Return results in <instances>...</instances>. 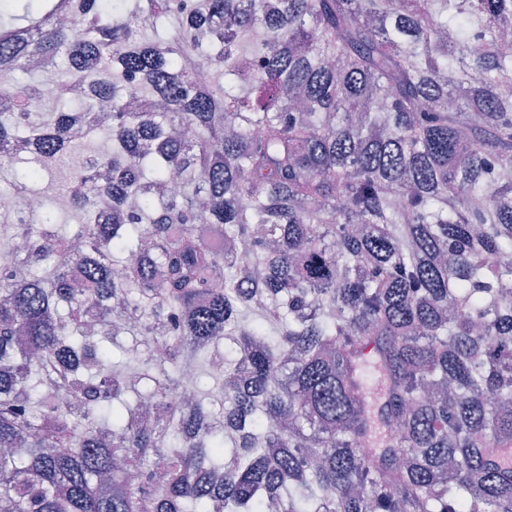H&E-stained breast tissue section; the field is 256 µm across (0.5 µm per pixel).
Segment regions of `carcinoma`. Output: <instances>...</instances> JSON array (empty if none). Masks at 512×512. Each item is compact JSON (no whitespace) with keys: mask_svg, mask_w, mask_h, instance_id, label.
I'll list each match as a JSON object with an SVG mask.
<instances>
[{"mask_svg":"<svg viewBox=\"0 0 512 512\" xmlns=\"http://www.w3.org/2000/svg\"><path fill=\"white\" fill-rule=\"evenodd\" d=\"M69 7L0 27L77 220L0 219V512H512V0Z\"/></svg>","mask_w":512,"mask_h":512,"instance_id":"cac0c4a2","label":"carcinoma"}]
</instances>
